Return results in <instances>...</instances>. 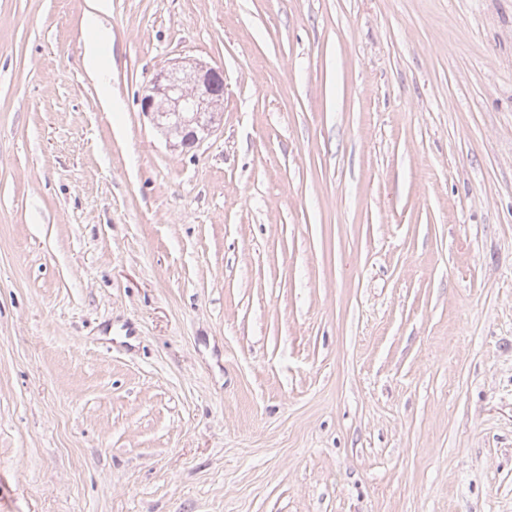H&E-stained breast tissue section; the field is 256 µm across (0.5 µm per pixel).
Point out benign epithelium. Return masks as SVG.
I'll return each mask as SVG.
<instances>
[{
    "instance_id": "benign-epithelium-1",
    "label": "benign epithelium",
    "mask_w": 512,
    "mask_h": 512,
    "mask_svg": "<svg viewBox=\"0 0 512 512\" xmlns=\"http://www.w3.org/2000/svg\"><path fill=\"white\" fill-rule=\"evenodd\" d=\"M224 91L223 69L181 59L154 74L139 103L157 128L177 139L173 148L187 150L213 132Z\"/></svg>"
}]
</instances>
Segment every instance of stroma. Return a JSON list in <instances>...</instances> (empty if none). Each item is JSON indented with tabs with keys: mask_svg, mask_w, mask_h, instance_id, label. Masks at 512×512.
<instances>
[{
	"mask_svg": "<svg viewBox=\"0 0 512 512\" xmlns=\"http://www.w3.org/2000/svg\"><path fill=\"white\" fill-rule=\"evenodd\" d=\"M88 9L0 0V512H512V0H108V112ZM92 11L86 15V29L95 32L96 36L85 40L84 44V65L88 72L99 80L104 88L102 102L105 107H112V98L106 92L107 82L103 79V71L99 68L98 56L99 48L102 42L111 39L109 31L99 24L98 13L105 12V0H92ZM158 70L139 99L141 112L166 135L174 149H192L213 132L222 116L224 71L193 59Z\"/></svg>",
	"mask_w": 512,
	"mask_h": 512,
	"instance_id": "35a3bbf8",
	"label": "stroma"
}]
</instances>
